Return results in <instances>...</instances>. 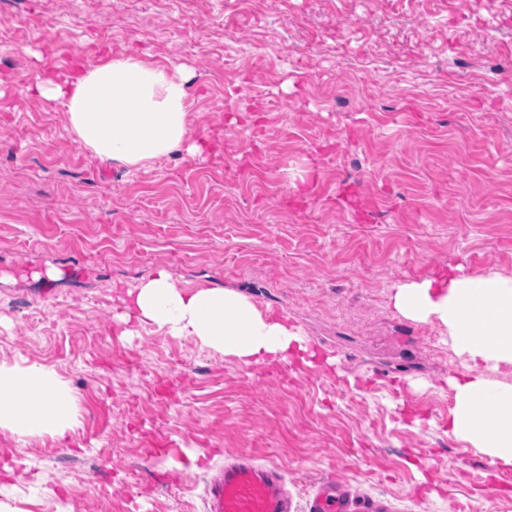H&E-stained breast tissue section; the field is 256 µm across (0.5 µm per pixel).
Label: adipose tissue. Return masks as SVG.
Listing matches in <instances>:
<instances>
[{
	"label": "adipose tissue",
	"instance_id": "ef3b65f1",
	"mask_svg": "<svg viewBox=\"0 0 512 512\" xmlns=\"http://www.w3.org/2000/svg\"><path fill=\"white\" fill-rule=\"evenodd\" d=\"M189 75L143 56L104 58L35 86L61 102L77 141L99 159L139 169L179 152L189 138L193 101ZM394 307L406 318L439 321L464 359L449 378L454 406L448 430L492 463L512 465V276H480L449 264L440 278L392 286ZM122 324H151L174 336L236 357L244 365H273L314 352L287 315L260 310L245 295L223 288L179 286L166 269L119 297ZM74 399L40 365H0V427L18 436L50 433L65 440L74 424Z\"/></svg>",
	"mask_w": 512,
	"mask_h": 512
}]
</instances>
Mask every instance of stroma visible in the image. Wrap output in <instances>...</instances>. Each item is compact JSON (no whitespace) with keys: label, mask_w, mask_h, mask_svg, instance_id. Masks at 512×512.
<instances>
[{"label":"stroma","mask_w":512,"mask_h":512,"mask_svg":"<svg viewBox=\"0 0 512 512\" xmlns=\"http://www.w3.org/2000/svg\"><path fill=\"white\" fill-rule=\"evenodd\" d=\"M132 51L192 71L202 153L100 161L27 92ZM457 258L512 276V0H0V364L53 371L77 420L0 428L18 512H206L242 454L297 512L332 474L394 512H512V466L448 431L444 328L391 300ZM160 267L286 313L315 360L124 335L119 292Z\"/></svg>","instance_id":"35a3bbf8"}]
</instances>
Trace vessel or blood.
Wrapping results in <instances>:
<instances>
[{
    "mask_svg": "<svg viewBox=\"0 0 512 512\" xmlns=\"http://www.w3.org/2000/svg\"><path fill=\"white\" fill-rule=\"evenodd\" d=\"M207 496V512H295L281 470L249 455L225 461ZM355 503L348 489L328 477L309 499L307 512H357Z\"/></svg>",
    "mask_w": 512,
    "mask_h": 512,
    "instance_id": "vessel-or-blood-1",
    "label": "vessel or blood"
}]
</instances>
